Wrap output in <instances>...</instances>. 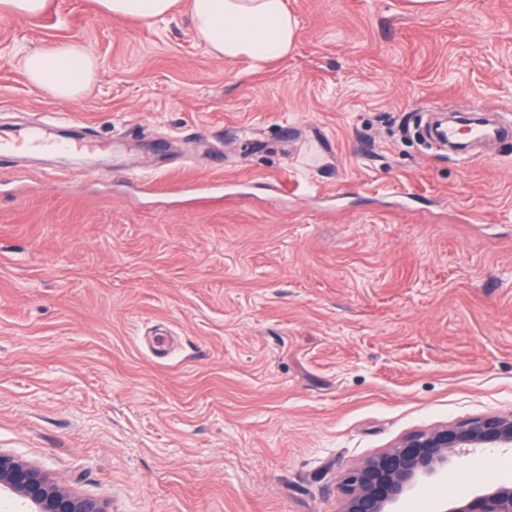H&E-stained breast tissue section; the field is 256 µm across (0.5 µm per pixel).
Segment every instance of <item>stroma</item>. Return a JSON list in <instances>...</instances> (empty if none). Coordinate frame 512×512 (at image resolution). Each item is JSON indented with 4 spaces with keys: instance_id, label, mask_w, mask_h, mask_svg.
Segmentation results:
<instances>
[{
    "instance_id": "obj_1",
    "label": "stroma",
    "mask_w": 512,
    "mask_h": 512,
    "mask_svg": "<svg viewBox=\"0 0 512 512\" xmlns=\"http://www.w3.org/2000/svg\"><path fill=\"white\" fill-rule=\"evenodd\" d=\"M287 4L297 48L261 72L183 2L0 21V138L47 141L0 152V452L107 512H340L405 435L512 414V137L471 160L413 133L482 103L512 127V0ZM61 43L98 65L74 101L22 67ZM487 483L512 449L395 510ZM104 16L130 18L145 24L172 15L179 0H97Z\"/></svg>"
}]
</instances>
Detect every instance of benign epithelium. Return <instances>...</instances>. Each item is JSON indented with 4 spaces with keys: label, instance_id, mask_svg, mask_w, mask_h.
<instances>
[{
    "label": "benign epithelium",
    "instance_id": "obj_1",
    "mask_svg": "<svg viewBox=\"0 0 512 512\" xmlns=\"http://www.w3.org/2000/svg\"><path fill=\"white\" fill-rule=\"evenodd\" d=\"M511 447L512 415H486L410 433L344 474L340 512H386L447 467L451 457ZM0 488L20 496L36 512H107L102 501L70 492L37 468L2 453ZM448 512H512V485L494 486Z\"/></svg>",
    "mask_w": 512,
    "mask_h": 512
}]
</instances>
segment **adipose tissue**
<instances>
[{
  "label": "adipose tissue",
  "instance_id": "obj_1",
  "mask_svg": "<svg viewBox=\"0 0 512 512\" xmlns=\"http://www.w3.org/2000/svg\"><path fill=\"white\" fill-rule=\"evenodd\" d=\"M105 16L145 24L172 15L179 0H97ZM190 25L211 55L227 61L247 59L264 69L287 57L296 43L298 20L285 0H190ZM30 82L60 100L79 98L95 78L92 55L75 44L33 50L22 60Z\"/></svg>",
  "mask_w": 512,
  "mask_h": 512
}]
</instances>
